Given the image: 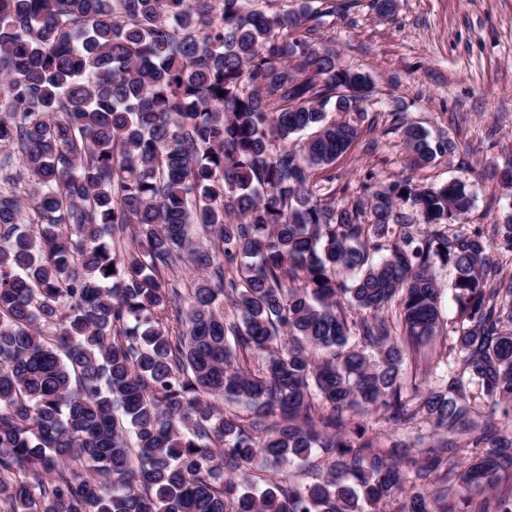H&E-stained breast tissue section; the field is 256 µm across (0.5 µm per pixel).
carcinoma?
<instances>
[{
	"label": "carcinoma",
	"mask_w": 512,
	"mask_h": 512,
	"mask_svg": "<svg viewBox=\"0 0 512 512\" xmlns=\"http://www.w3.org/2000/svg\"><path fill=\"white\" fill-rule=\"evenodd\" d=\"M329 2L0 0V512H450L434 484L512 512L472 497L512 468V216L460 223L461 178L339 203L316 179L373 88L313 46ZM390 117L415 167L457 152ZM448 266L429 388L402 363L442 331ZM369 410L445 434L414 479ZM453 277L454 273L450 267L439 270L440 312L444 328L442 336H444V332H448L457 315V305L453 297V291L450 288ZM442 336L435 338L431 343V346H435L437 351L442 346ZM252 470L255 473L265 475L268 478L271 477H288L293 480L299 481V482H307L310 481L311 478H308V475L306 472L302 469H300L297 465H283L281 466L276 473H272L271 469L265 464L262 457L259 455L256 457V459L253 462Z\"/></svg>",
	"instance_id": "1"
}]
</instances>
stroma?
Wrapping results in <instances>:
<instances>
[{"label":"stroma","instance_id":"1","mask_svg":"<svg viewBox=\"0 0 512 512\" xmlns=\"http://www.w3.org/2000/svg\"><path fill=\"white\" fill-rule=\"evenodd\" d=\"M372 0H336L321 30V45L340 66L369 72L376 94L367 103L376 129L337 161L336 184L358 191L397 178L425 183L469 178L473 199L463 221L489 227L512 214V188L495 172L512 160V0H397L382 17ZM406 113L432 135L459 146L453 156L416 169L389 115ZM380 443L397 439L422 456L417 437L436 439L428 423L399 430L377 414L363 416Z\"/></svg>","mask_w":512,"mask_h":512}]
</instances>
